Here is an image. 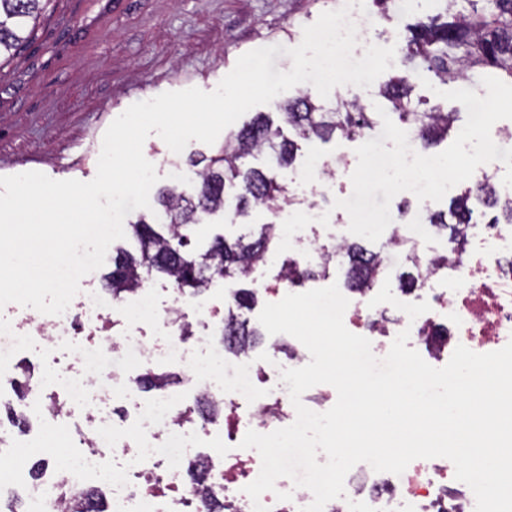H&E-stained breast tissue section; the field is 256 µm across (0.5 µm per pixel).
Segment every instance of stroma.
I'll use <instances>...</instances> for the list:
<instances>
[{
  "label": "stroma",
  "instance_id": "obj_1",
  "mask_svg": "<svg viewBox=\"0 0 512 512\" xmlns=\"http://www.w3.org/2000/svg\"><path fill=\"white\" fill-rule=\"evenodd\" d=\"M343 0H51L31 37L0 63V176L38 171L90 181L97 173L105 131L130 105L191 87L210 92L251 50L297 46L302 30ZM415 0H391L374 14L370 41L393 45L394 32L415 22ZM357 141H303L294 164L278 179L293 184L318 162H356ZM352 193L351 181L329 197L295 200L331 213L322 237L347 233L350 218L334 208ZM269 213L196 226L193 243L206 249L215 235L258 230Z\"/></svg>",
  "mask_w": 512,
  "mask_h": 512
}]
</instances>
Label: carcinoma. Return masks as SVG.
Masks as SVG:
<instances>
[{"label": "carcinoma", "mask_w": 512, "mask_h": 512, "mask_svg": "<svg viewBox=\"0 0 512 512\" xmlns=\"http://www.w3.org/2000/svg\"><path fill=\"white\" fill-rule=\"evenodd\" d=\"M47 2L0 0V59L8 57L31 34ZM397 37L403 74L380 84L378 94L400 123L414 127L425 150L448 138L457 110L450 111L441 103L418 109L422 101L414 100L413 92L420 73H431L442 84L460 80L472 83L477 76L512 83V0H434L431 10ZM275 109L280 123H274L267 113L257 112L225 136L224 144L206 164L189 158L198 178L195 195L187 197L175 186H162L155 192L151 213L136 212L128 219L138 251L120 250L112 259L106 287L113 296L141 287L148 269L169 278L187 295L202 293L215 279H248L269 257L270 243L277 238L272 224L235 238L216 235L203 252L187 250L190 229L224 212L230 204L235 215L243 217L254 209L270 212L288 203L286 186L271 170L248 166L245 160L266 155L278 168L291 166L298 146L284 135L285 125L303 140H354L375 127L379 118L378 113L367 111L357 96L338 98L327 105L315 100L307 89L277 103ZM474 200L502 213L489 223L498 224L502 218L512 223V200L501 199L491 181H485L475 193L462 192L451 198L449 214L429 216V223L449 232L457 253L465 244L460 225L473 217ZM344 255L348 260L347 285L352 289L367 287L381 262L380 254L348 243ZM224 335L235 348L244 350L257 343L260 332L238 321L230 310L224 317Z\"/></svg>", "instance_id": "obj_1"}]
</instances>
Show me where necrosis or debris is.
<instances>
[{"label": "necrosis or debris", "instance_id": "4bbe7bcc", "mask_svg": "<svg viewBox=\"0 0 512 512\" xmlns=\"http://www.w3.org/2000/svg\"><path fill=\"white\" fill-rule=\"evenodd\" d=\"M345 236L331 243L297 240V265L333 267L342 257ZM512 224H470L466 253L449 254L447 266L422 268L419 288L378 300V282L347 292L346 328L368 338L372 352L384 358L396 336L409 331L431 366L447 364L457 346L477 353L512 341ZM93 275L80 282V293L59 316L25 314L0 322V397L18 358L34 338L44 352L67 349L76 374L37 379L34 410L43 429L36 439L14 440L0 423V456L17 461L15 484L26 493L31 512H66L61 485H104L112 512H253L244 492L261 469L253 450L241 448L248 430L268 434L291 425L296 410L276 366L278 344L228 356L227 341H215L214 322L223 306L203 297L176 295L159 304L157 290L146 284L121 299L93 288ZM164 333L163 345L149 342L146 331ZM224 362L221 384L209 382V359ZM179 370L175 388L145 390L137 372ZM103 389L131 410L122 424L111 423L95 402ZM211 401L224 406L223 419L197 415ZM71 428L80 447L64 469L45 471L38 482L27 478L26 462L40 452L51 432ZM196 447L194 469L179 465L182 448ZM121 449L124 464L108 466L107 450ZM324 512H475L471 488L458 481L446 458L417 459L402 474L354 466L345 493Z\"/></svg>", "mask_w": 512, "mask_h": 512}]
</instances>
